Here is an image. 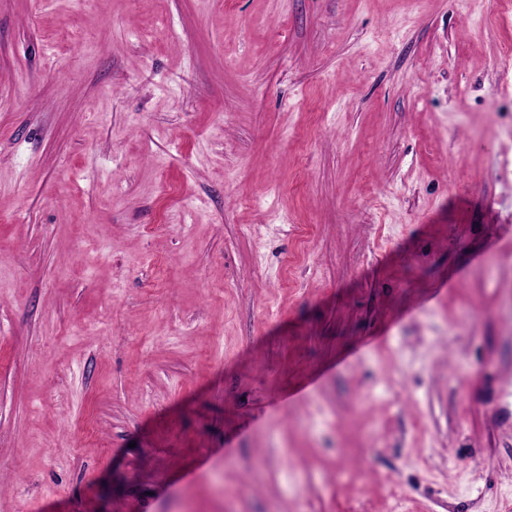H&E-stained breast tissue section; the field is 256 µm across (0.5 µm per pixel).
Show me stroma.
I'll use <instances>...</instances> for the list:
<instances>
[{
  "instance_id": "1",
  "label": "stroma",
  "mask_w": 512,
  "mask_h": 512,
  "mask_svg": "<svg viewBox=\"0 0 512 512\" xmlns=\"http://www.w3.org/2000/svg\"><path fill=\"white\" fill-rule=\"evenodd\" d=\"M510 41L0 0V512H512Z\"/></svg>"
}]
</instances>
